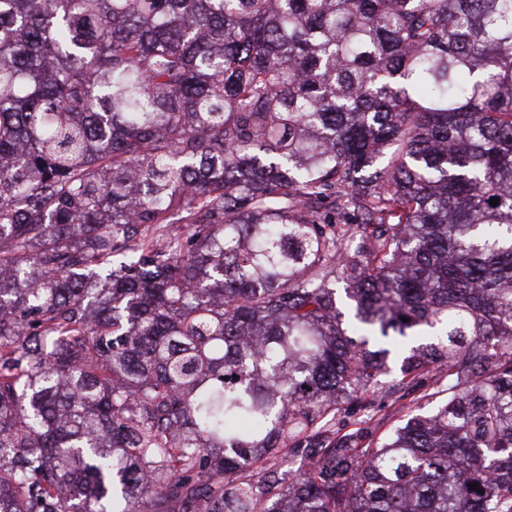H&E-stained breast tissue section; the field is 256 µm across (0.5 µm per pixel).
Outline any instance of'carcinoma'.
Returning a JSON list of instances; mask_svg holds the SVG:
<instances>
[{
  "label": "carcinoma",
  "mask_w": 512,
  "mask_h": 512,
  "mask_svg": "<svg viewBox=\"0 0 512 512\" xmlns=\"http://www.w3.org/2000/svg\"><path fill=\"white\" fill-rule=\"evenodd\" d=\"M0 512H512V0H0ZM377 393L375 407L370 412L373 416L370 427V435L377 438L380 434L390 428L399 418H406L408 414L422 413L427 411L431 405L426 404L424 398H420L424 389L416 394L408 395L404 400L393 403L391 398H384L383 393ZM404 416V417H403Z\"/></svg>",
  "instance_id": "carcinoma-1"
}]
</instances>
